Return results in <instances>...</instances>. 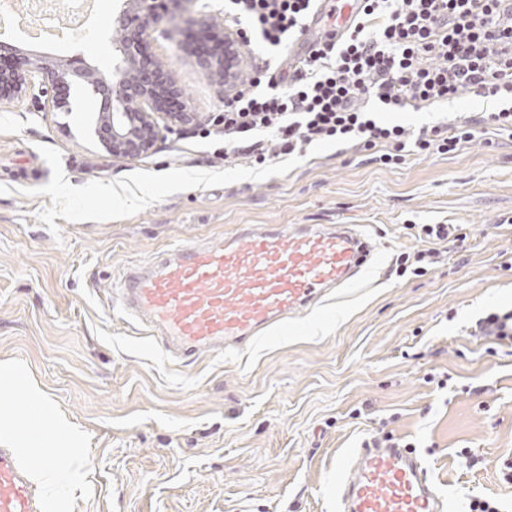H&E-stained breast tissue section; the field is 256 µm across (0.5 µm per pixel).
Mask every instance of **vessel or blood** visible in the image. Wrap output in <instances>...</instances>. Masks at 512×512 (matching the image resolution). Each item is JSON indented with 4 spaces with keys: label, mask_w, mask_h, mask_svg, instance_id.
Returning <instances> with one entry per match:
<instances>
[{
    "label": "vessel or blood",
    "mask_w": 512,
    "mask_h": 512,
    "mask_svg": "<svg viewBox=\"0 0 512 512\" xmlns=\"http://www.w3.org/2000/svg\"><path fill=\"white\" fill-rule=\"evenodd\" d=\"M359 0H336L347 30ZM373 246L352 224L292 230L245 224L223 240L168 249L119 282L120 309L145 324L154 345L192 362L203 353L240 351L287 329L321 293L367 264ZM338 512H446L448 503L423 461L408 448L361 447L336 467ZM16 453L0 448V512H49Z\"/></svg>",
    "instance_id": "1"
}]
</instances>
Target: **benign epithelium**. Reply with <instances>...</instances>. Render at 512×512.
Instances as JSON below:
<instances>
[{"instance_id": "1", "label": "benign epithelium", "mask_w": 512, "mask_h": 512, "mask_svg": "<svg viewBox=\"0 0 512 512\" xmlns=\"http://www.w3.org/2000/svg\"><path fill=\"white\" fill-rule=\"evenodd\" d=\"M167 0H125L124 7L112 16L113 60L109 74L84 63L55 68L31 61L11 44L0 41V99L19 93L25 87L37 89L36 99L57 104L71 83L83 81L93 86L100 101L99 124L95 134L101 146L115 157L137 159L150 153L160 123L188 126L195 113L167 106L178 98L180 89L172 71L150 50V33L166 19ZM197 67L208 76L231 81L234 72L224 67V56L188 47ZM39 73L42 81L26 82L22 69Z\"/></svg>"}]
</instances>
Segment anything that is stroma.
<instances>
[{
	"label": "stroma",
	"mask_w": 512,
	"mask_h": 512,
	"mask_svg": "<svg viewBox=\"0 0 512 512\" xmlns=\"http://www.w3.org/2000/svg\"><path fill=\"white\" fill-rule=\"evenodd\" d=\"M225 0H170L152 35L197 121L160 128L155 149L112 156L95 133L99 102L77 84L62 107L31 94L0 101V361L23 365L55 410L85 435L62 449L51 512H336L330 478L363 441L410 443L448 498L512 512V343L470 333L512 308V136L486 121L492 99L469 94L390 119L411 130L458 117L474 141L384 166L343 144L264 164L224 157L219 123L236 91L202 73L179 44L202 26L235 32ZM89 0L83 24L51 42L37 29L70 0H28L11 44L60 66L109 70L112 15ZM243 224H360L369 266L288 330L182 364L110 304L129 268L171 244L212 242ZM420 224H454L423 275L396 274L424 249Z\"/></svg>",
	"instance_id": "35a3bbf8"
}]
</instances>
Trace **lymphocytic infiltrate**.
Instances as JSON below:
<instances>
[{
  "mask_svg": "<svg viewBox=\"0 0 512 512\" xmlns=\"http://www.w3.org/2000/svg\"><path fill=\"white\" fill-rule=\"evenodd\" d=\"M316 0H230L245 22L242 42L259 36L271 54L295 40ZM494 98L490 122L512 132V22L501 0H361L347 33L328 27L303 66H263L224 105V156L259 163L337 141L374 162L400 163L407 146L447 154L473 141V120L438 123L418 137L381 119L384 111L436 105L464 94ZM451 224L421 225L425 249L403 254L399 273L422 275Z\"/></svg>",
  "mask_w": 512,
  "mask_h": 512,
  "instance_id": "1",
  "label": "lymphocytic infiltrate"
}]
</instances>
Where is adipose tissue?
<instances>
[{"label": "adipose tissue", "instance_id": "ef3b65f1", "mask_svg": "<svg viewBox=\"0 0 512 512\" xmlns=\"http://www.w3.org/2000/svg\"><path fill=\"white\" fill-rule=\"evenodd\" d=\"M24 384L28 387L30 405L28 410L12 425L0 428V437L12 440L17 447H38L42 440L39 436L40 414L47 407L42 392L28 382L24 367L12 361L0 362V384Z\"/></svg>", "mask_w": 512, "mask_h": 512}]
</instances>
